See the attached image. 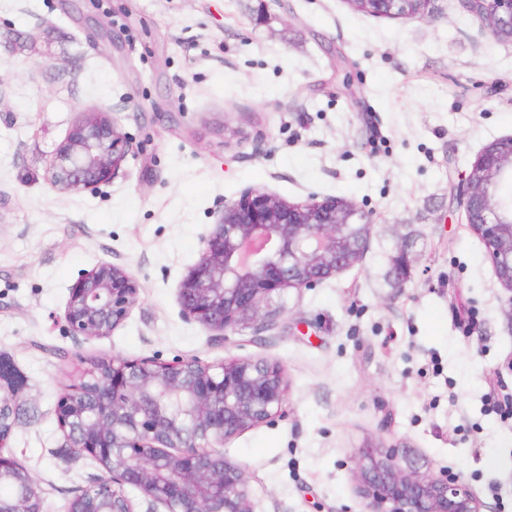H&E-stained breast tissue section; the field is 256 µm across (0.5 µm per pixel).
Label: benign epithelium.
<instances>
[{
  "label": "benign epithelium",
  "mask_w": 512,
  "mask_h": 512,
  "mask_svg": "<svg viewBox=\"0 0 512 512\" xmlns=\"http://www.w3.org/2000/svg\"><path fill=\"white\" fill-rule=\"evenodd\" d=\"M491 34L512 41V0H458ZM418 4L417 12L407 8ZM434 0H377L375 16L424 19ZM133 144L108 112L87 109L57 149L51 183L61 190L97 191L111 182ZM512 179V137L486 146L458 196L467 224L484 244L512 308V206L497 183ZM373 230L370 213L337 197L289 202L255 189L224 205L204 238L198 262L179 285L182 315L222 335L257 321L271 324L274 298L312 288L360 260ZM138 300V287L120 266L102 263L70 288L64 319L69 333L110 335ZM62 393L55 405L72 447L112 449V468L93 482L84 512H136L124 495L131 485L151 512H253L247 475L224 456V444L283 412L282 368L261 360L114 357L108 371ZM365 512H484L457 475L406 470L396 448L368 447L359 457ZM161 510H156V507Z\"/></svg>",
  "instance_id": "1"
}]
</instances>
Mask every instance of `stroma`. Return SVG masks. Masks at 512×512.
Listing matches in <instances>:
<instances>
[{
  "label": "stroma",
  "instance_id": "1",
  "mask_svg": "<svg viewBox=\"0 0 512 512\" xmlns=\"http://www.w3.org/2000/svg\"><path fill=\"white\" fill-rule=\"evenodd\" d=\"M427 20L346 0H0V354L22 381L10 442L67 512L101 473L63 458L55 404L93 357L284 367L271 423L227 442L254 512H362L357 460L399 447L512 512V308L456 197L476 155L512 136V43L457 0ZM111 112L134 150L98 192L49 181L78 114ZM248 189L343 198L372 215L362 259L286 291L273 326L220 336L178 288L224 206ZM410 277L387 273L397 246ZM125 269L137 303L110 335L65 329L79 274Z\"/></svg>",
  "mask_w": 512,
  "mask_h": 512
}]
</instances>
